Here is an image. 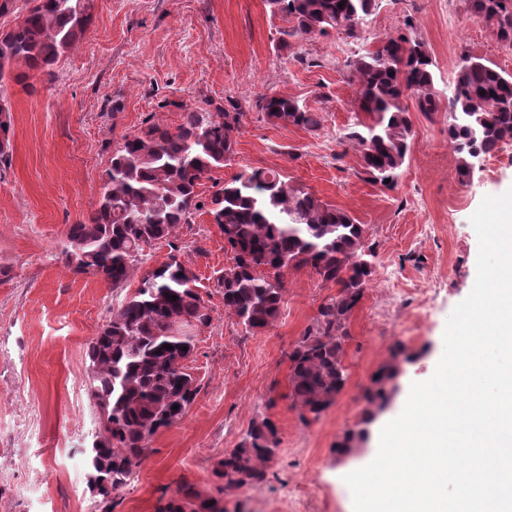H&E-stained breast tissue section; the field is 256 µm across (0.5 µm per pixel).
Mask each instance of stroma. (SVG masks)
Wrapping results in <instances>:
<instances>
[{"mask_svg": "<svg viewBox=\"0 0 512 512\" xmlns=\"http://www.w3.org/2000/svg\"><path fill=\"white\" fill-rule=\"evenodd\" d=\"M408 17L437 63L439 90L449 91L465 54L512 74V45L473 18L465 0H377L368 40L333 31L293 38L285 48L281 22L264 0H93L90 25L59 61L55 80L8 86L12 150L0 169V512L96 510L82 456L98 417L86 344L139 278L115 289L73 273L58 254L69 225L97 208L113 149L149 116L174 127L182 106L213 110L262 93L303 102L320 127L282 126L247 111L231 163L197 192L206 202L214 184L241 170L275 169L363 224L375 273L349 320L345 386L307 424L288 397V351L335 286L306 269L287 271L276 323L246 332L225 312L216 287L231 263L224 237L206 210L196 211L177 239L211 317L196 330L189 363L201 391L180 422L152 438L113 512H155L158 499L185 481L213 494V464L265 418L281 439L267 480L257 490H226L228 512H353L344 475L373 460L380 431L402 411L411 383L432 376L447 319L473 288L479 245L470 217L485 196L512 188V159L491 168L478 163L460 181L444 111L411 112L414 137L394 189L364 174L360 147L345 138L356 110L346 63L399 32ZM399 349L405 357L397 361ZM394 361V399L364 424V392ZM360 429L364 441L337 455L343 434Z\"/></svg>", "mask_w": 512, "mask_h": 512, "instance_id": "stroma-1", "label": "stroma"}]
</instances>
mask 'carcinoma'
Returning a JSON list of instances; mask_svg holds the SVG:
<instances>
[{"label": "carcinoma", "mask_w": 512, "mask_h": 512, "mask_svg": "<svg viewBox=\"0 0 512 512\" xmlns=\"http://www.w3.org/2000/svg\"><path fill=\"white\" fill-rule=\"evenodd\" d=\"M22 18L0 34V92L11 82L26 88L29 74L55 79L54 66L83 38L92 18V0H22ZM343 7H338L339 3ZM376 0H265L273 17L287 23L288 38L343 31L364 39V26ZM468 11L483 20L503 43L512 45V0H467ZM405 31L383 38L348 63L355 85L356 118L345 139L362 149L368 180L396 186L405 163L412 122L406 96L417 111L440 110L436 63L424 43ZM485 94H480V91ZM253 107L269 120L308 130L320 127L317 113L298 101L264 94ZM244 112H210L181 107L174 128L149 121L125 135L112 151L99 206L85 221L69 227L60 255L76 274L100 277L120 288L142 269L146 250L164 240L167 261L143 269L133 295L114 311L86 346L88 389L98 412V430L83 450L86 469L100 476L92 495L99 512H112L145 457L148 442L179 422L194 402L199 385L185 365L194 352L192 336L172 331L175 321L206 326L210 314L195 272L178 259L176 229L194 211L208 206L224 236L232 264L216 279L224 308L250 333L269 328L280 314L284 272L308 269L336 296L320 305L313 323L288 352L289 397L304 421L317 419L345 386L344 342L353 310L374 274L375 252L364 245L363 225L288 176L273 169L244 170L216 189L208 203L197 187L234 157ZM11 110L0 96V140L10 141ZM512 141V75L480 57L463 55L448 97V142L461 179L473 176L475 162ZM380 162H375V159ZM177 300H172V296ZM173 349L167 350L164 345ZM397 366L386 364L364 394L365 422L391 399ZM178 409H173V406ZM276 424L254 423L239 447L214 465L216 493L203 497L189 487L160 504L157 512H226L224 492L244 485L260 488L279 446Z\"/></svg>", "instance_id": "obj_1"}]
</instances>
